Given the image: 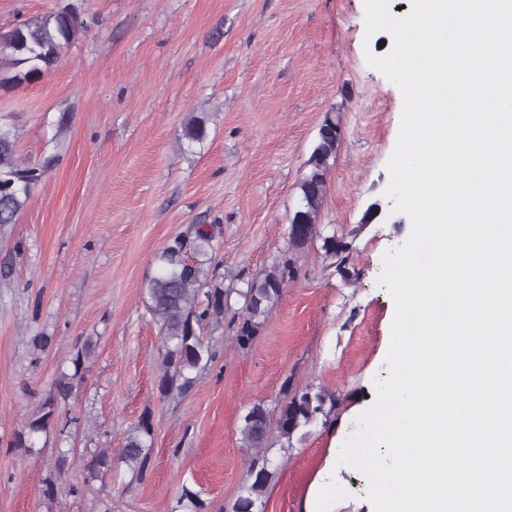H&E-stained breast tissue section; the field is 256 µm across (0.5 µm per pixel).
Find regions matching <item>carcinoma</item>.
<instances>
[{
	"label": "carcinoma",
	"mask_w": 512,
	"mask_h": 512,
	"mask_svg": "<svg viewBox=\"0 0 512 512\" xmlns=\"http://www.w3.org/2000/svg\"><path fill=\"white\" fill-rule=\"evenodd\" d=\"M89 25L78 6L68 4L36 19H22L5 34L0 35V88L24 82H35L60 62L63 50L86 33ZM341 118L329 112L320 125L300 178L298 203L289 220V246L300 248L319 239L325 256L335 260L336 271L345 272L344 263L350 243L345 236H325L318 228V218L324 203L327 171L330 160L336 157L342 136ZM182 137L188 145L201 144L207 137L204 120L190 115L183 124ZM53 159L42 162L26 161L19 157L15 128L0 121V233L16 223L17 216L27 206L35 187L43 182ZM213 231L204 225H195L186 235L176 236L155 256L157 270L143 285L146 310L158 327L162 339L161 368L157 388L162 396L183 393L194 384L190 372L202 367L215 357V349L204 332L212 324L224 319L231 310V298L243 299L241 308L233 311L238 321L236 341L241 346L252 343L259 334L269 311L283 296L293 268L288 260L273 264L261 275L247 282L248 288H227L215 285L209 279L213 263ZM74 376L63 374L55 383L54 393L47 401L55 408L72 394ZM335 400H327L323 393L310 390L289 391L284 394L276 413H271L263 402L250 405L243 415L242 441L247 448L259 453L252 458L246 486L233 512H251L268 481L271 462L261 450L274 441L290 442L303 427L318 420L330 422ZM45 413L29 420L17 435L19 446H27L29 438L46 430ZM150 416H141L127 435L120 459L135 475L142 474L149 462L153 439ZM112 459L108 452L94 455L85 464L87 476L80 484H71L68 493L81 496L90 489V482L110 470Z\"/></svg>",
	"instance_id": "1"
}]
</instances>
